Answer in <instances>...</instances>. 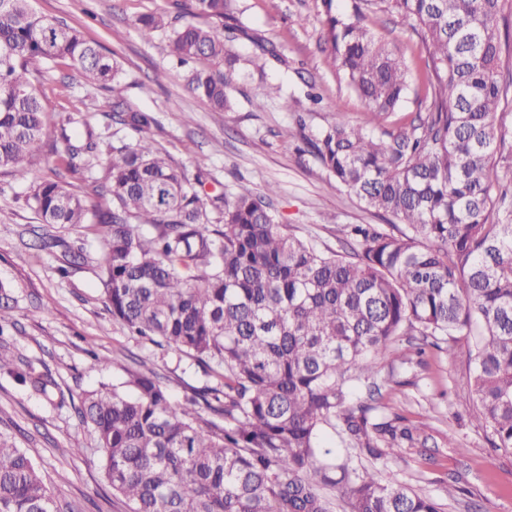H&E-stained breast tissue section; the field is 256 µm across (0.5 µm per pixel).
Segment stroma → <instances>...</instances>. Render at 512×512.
I'll list each match as a JSON object with an SVG mask.
<instances>
[{
	"label": "stroma",
	"mask_w": 512,
	"mask_h": 512,
	"mask_svg": "<svg viewBox=\"0 0 512 512\" xmlns=\"http://www.w3.org/2000/svg\"><path fill=\"white\" fill-rule=\"evenodd\" d=\"M192 0H31L40 15L77 29L85 40L114 56L123 67L125 95L157 120L148 132L188 176L204 174L203 193L255 191L275 185L272 205L280 223L340 250L345 224H375L378 216L355 196L338 189L306 142L336 118L359 123L364 102L327 57L322 0H237L236 16L275 48L264 69L252 61L260 51L241 37L231 44L245 70L230 90L232 110L217 112L186 88V73L170 52L169 31L143 40L136 16H182ZM376 39L407 63L411 82L398 115L427 111L430 88L425 55L417 36L394 14L367 21ZM48 105L46 134L33 162L43 176L61 180L91 204L101 168L73 172L62 165L60 127L83 119L103 140L118 132L110 91L76 76L65 61L44 64L35 82ZM28 181L0 174V284L10 290L11 318L0 327V350L21 369L48 375L66 398L60 405L0 371V434L26 449L55 489L59 507L82 512H124L100 470L91 428L83 425L73 399L118 381L132 361H143L173 399L191 389L216 385L217 377L193 358L130 335L113 320L100 279L101 243L85 224L63 231L39 223L26 203ZM64 237L83 246L86 262L66 265L62 248L45 249L42 238ZM470 342L454 350L427 347L424 355L382 362L375 377L377 400L395 425L414 430L394 453L375 459L348 449L353 467L387 483L412 488L438 500L444 512H512V453L491 448L489 433L472 420L468 388ZM108 358L93 367V356ZM456 496H449V483Z\"/></svg>",
	"instance_id": "1"
}]
</instances>
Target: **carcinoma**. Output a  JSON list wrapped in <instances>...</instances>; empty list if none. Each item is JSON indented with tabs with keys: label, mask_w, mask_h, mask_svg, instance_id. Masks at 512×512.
Returning a JSON list of instances; mask_svg holds the SVG:
<instances>
[{
	"label": "carcinoma",
	"mask_w": 512,
	"mask_h": 512,
	"mask_svg": "<svg viewBox=\"0 0 512 512\" xmlns=\"http://www.w3.org/2000/svg\"><path fill=\"white\" fill-rule=\"evenodd\" d=\"M235 0H194L208 19L172 29L171 52L224 69H193L187 87L220 112L231 109L243 29ZM326 7L329 55L366 104L364 119L320 129L309 146L336 186L380 216L385 229H343L340 254L324 252L277 221L270 197L243 188L203 199L185 171L145 133L152 113L114 96L118 123L139 134L106 144L102 209L29 166L45 134V100L32 78L68 59L85 78L116 91L117 62L81 33L34 13L29 0H0V171L30 181L27 204L42 224H94L102 234L101 280L112 318L135 336L195 359L219 377L174 402L158 377L125 368L122 381L87 392L75 411L91 427L112 496L126 512H442L434 498L360 473L324 434L379 459L413 440L355 403L352 381L383 360L405 361L398 338L416 332L453 350L472 339V418L492 446L512 452V142L497 123L503 85L500 28L512 37V0H361L353 14ZM398 15L431 64L429 111L395 126L409 88L404 63L376 40L362 8ZM142 36L170 26L136 19ZM60 129L70 171L88 169L100 137ZM46 394L50 378L0 370ZM0 512H59L31 456L0 434Z\"/></svg>",
	"instance_id": "obj_1"
}]
</instances>
